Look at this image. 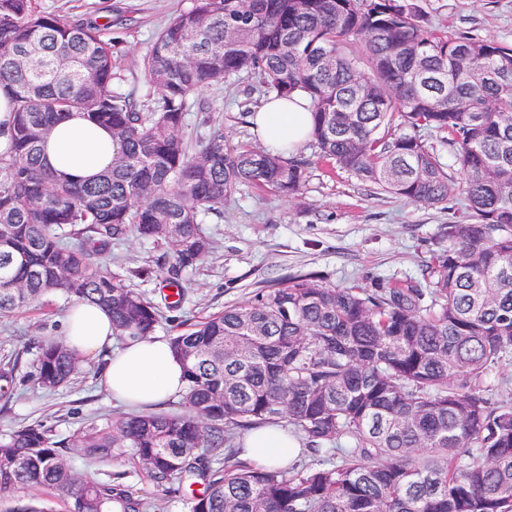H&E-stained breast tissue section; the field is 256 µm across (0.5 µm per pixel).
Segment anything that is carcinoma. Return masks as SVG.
Listing matches in <instances>:
<instances>
[{
	"mask_svg": "<svg viewBox=\"0 0 512 512\" xmlns=\"http://www.w3.org/2000/svg\"><path fill=\"white\" fill-rule=\"evenodd\" d=\"M120 41L88 19L0 0V90L13 107L0 147V317L49 296L99 304L119 339L151 336L160 307L131 288L147 269L103 261L131 237L162 245L181 286L213 250L201 216L244 188L304 194L310 159L234 142L220 126L187 133L190 98L227 81L274 98L302 92L308 146L407 203L456 197L422 278L336 288L290 275L170 338L186 387L171 412L124 413L68 442L41 422L0 436L9 512H47L42 488L73 512H146L127 486L77 475L131 459L165 491L200 480L189 512H512V393L493 371L512 356V46L430 28L412 0H193L143 58L149 103L114 73ZM79 112L112 131V169L59 179L44 136ZM454 149V179L428 135ZM79 359L38 346L35 377L66 383ZM18 362L0 366L8 406ZM285 423L306 455L259 469L240 434Z\"/></svg>",
	"mask_w": 512,
	"mask_h": 512,
	"instance_id": "obj_1",
	"label": "carcinoma"
}]
</instances>
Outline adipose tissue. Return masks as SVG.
Wrapping results in <instances>:
<instances>
[{
  "label": "adipose tissue",
  "instance_id": "ef3b65f1",
  "mask_svg": "<svg viewBox=\"0 0 512 512\" xmlns=\"http://www.w3.org/2000/svg\"><path fill=\"white\" fill-rule=\"evenodd\" d=\"M250 122L266 146L302 145L311 131L309 101L297 93L288 101L264 103ZM114 152L111 132L77 112L51 129L44 146L48 165L73 181L92 179L109 169ZM64 341L82 355L106 352L104 385L120 404L158 405L184 390L183 367L169 342L150 337L115 345L112 318L103 306L73 303L64 320ZM294 445L281 427L272 425L252 431L243 441L245 457L258 468L287 466Z\"/></svg>",
  "mask_w": 512,
  "mask_h": 512
}]
</instances>
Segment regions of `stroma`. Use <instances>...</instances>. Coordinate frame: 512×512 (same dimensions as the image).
<instances>
[{
    "instance_id": "35a3bbf8",
    "label": "stroma",
    "mask_w": 512,
    "mask_h": 512,
    "mask_svg": "<svg viewBox=\"0 0 512 512\" xmlns=\"http://www.w3.org/2000/svg\"><path fill=\"white\" fill-rule=\"evenodd\" d=\"M435 28L473 38H493L512 44V0H414ZM193 0H41L45 12L68 14L105 24L123 16L113 28L121 50L115 71L123 90L146 99L149 84L142 58L157 30L170 18L191 8ZM208 109L191 110L190 131L205 134L222 125L236 140L256 141L246 113L262 101L259 93L244 94L243 87L224 82L198 94ZM460 202L447 209L403 203L336 169L314 160L302 197L289 200L245 189L224 206L222 215L210 214L204 227L215 242L213 253L186 277L180 308L163 305L166 282L151 277L132 280L133 288L162 305L157 336L169 338L201 317L247 300L257 289L294 274L313 273L338 287H372L376 280L399 281L420 277L444 224L462 214ZM162 250L137 238L113 247L111 269H156ZM69 304L63 298L0 318V365L18 359L15 397L0 412V435L38 421L69 437L83 426L102 422L120 407L100 384L99 357L82 358L78 371L59 389L39 388L33 376L35 344L61 336V322ZM71 460L79 473L106 480L123 476L126 484L150 502L149 512H188L191 489L171 495L127 461L91 466L79 454Z\"/></svg>"
}]
</instances>
